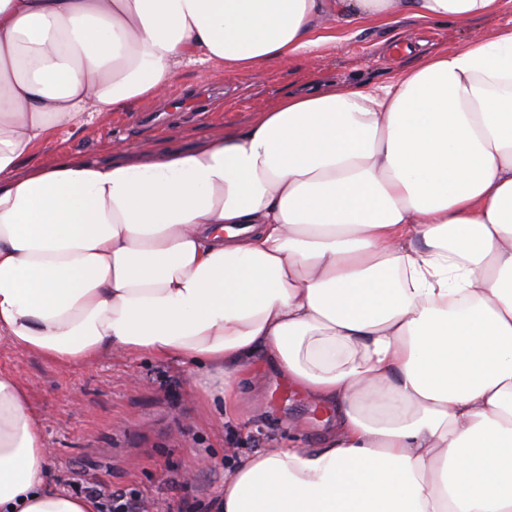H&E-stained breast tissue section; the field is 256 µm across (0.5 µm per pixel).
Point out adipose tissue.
I'll return each mask as SVG.
<instances>
[{"mask_svg":"<svg viewBox=\"0 0 512 512\" xmlns=\"http://www.w3.org/2000/svg\"><path fill=\"white\" fill-rule=\"evenodd\" d=\"M499 0H0V336L62 366L191 362L236 415L272 370L321 447L231 457L212 512H512V29L384 86L321 79L142 163L21 170L59 131L245 71L328 20L458 21ZM0 373V512H97L50 483Z\"/></svg>","mask_w":512,"mask_h":512,"instance_id":"adipose-tissue-1","label":"adipose tissue"}]
</instances>
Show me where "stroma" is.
Listing matches in <instances>:
<instances>
[{
  "label": "stroma",
  "instance_id": "obj_1",
  "mask_svg": "<svg viewBox=\"0 0 512 512\" xmlns=\"http://www.w3.org/2000/svg\"><path fill=\"white\" fill-rule=\"evenodd\" d=\"M505 28L512 29V0H500L492 14L446 24L404 16L386 24L340 23L334 39L285 61L237 72L185 68L167 100L60 132L23 165H47L63 155L106 162L107 145L119 137L135 159L168 145L191 149L212 130L245 129L257 106L275 104L320 77L382 86L428 53L462 48ZM0 372L30 387L44 416L49 475L61 489L80 496L96 485L136 492L147 502L171 504L174 512H209L224 490L228 449L250 453L291 438L316 448L330 416L271 375L264 400L243 399L239 416L228 419L196 393L192 363L118 352L64 369L0 338ZM202 458L211 466L198 467Z\"/></svg>",
  "mask_w": 512,
  "mask_h": 512
}]
</instances>
